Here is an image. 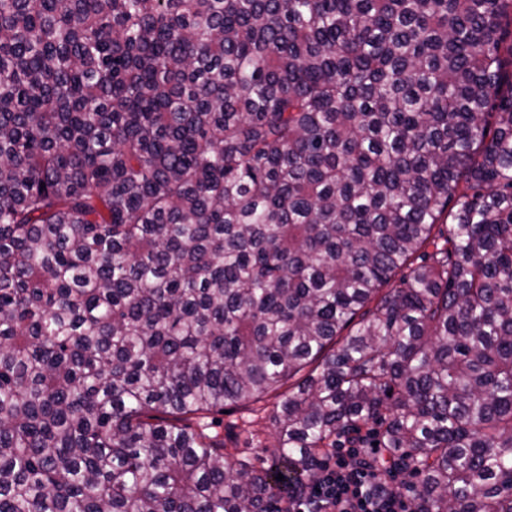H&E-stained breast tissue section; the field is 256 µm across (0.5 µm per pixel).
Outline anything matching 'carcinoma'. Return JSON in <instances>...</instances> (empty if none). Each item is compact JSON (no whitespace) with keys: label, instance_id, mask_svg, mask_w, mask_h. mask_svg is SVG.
I'll return each mask as SVG.
<instances>
[{"label":"carcinoma","instance_id":"carcinoma-1","mask_svg":"<svg viewBox=\"0 0 512 512\" xmlns=\"http://www.w3.org/2000/svg\"><path fill=\"white\" fill-rule=\"evenodd\" d=\"M511 35L512 0H0V512H280L351 444L413 512H512ZM309 365L277 465L229 462L206 414Z\"/></svg>","mask_w":512,"mask_h":512}]
</instances>
